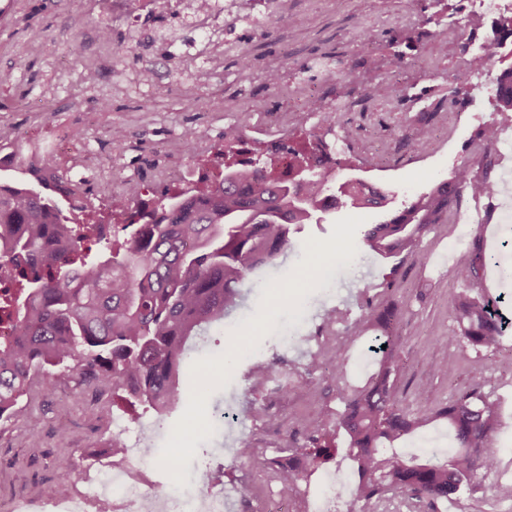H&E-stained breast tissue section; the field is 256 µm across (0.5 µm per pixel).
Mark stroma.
I'll return each instance as SVG.
<instances>
[{"instance_id":"stroma-1","label":"stroma","mask_w":512,"mask_h":512,"mask_svg":"<svg viewBox=\"0 0 512 512\" xmlns=\"http://www.w3.org/2000/svg\"><path fill=\"white\" fill-rule=\"evenodd\" d=\"M276 6L287 9L292 24L258 26L243 13L221 16L230 51L198 62L190 74L178 54L199 33L175 14L147 17L132 32L113 29L105 48L91 0H21L15 14L0 16V71L13 74L11 83L0 85V123L24 130L34 118V103L52 124L74 121L78 108L100 114V126H84L81 147L154 193L186 190L193 186L195 162L170 149L185 130L201 132L210 153L241 112L251 115L246 146L254 152L316 131L315 120L304 118L270 132L269 120L284 109L268 79L276 71L289 81L316 83L323 107L333 106L343 93L355 98L356 109L339 113L337 120L353 137L337 139V148L360 177L391 188L398 201L450 178L475 155L480 139L472 127L492 118L489 113L460 123L432 154L421 156L409 133L424 122V114L411 111L404 100L369 94L374 84L408 78L429 87L434 112L447 111L451 90L468 77L457 49L439 38L442 26L459 13V0H429L425 6L419 0H276ZM426 13L434 22H422ZM409 37L414 48L408 64L396 67L391 43ZM111 125L124 132L123 151L111 142ZM382 218L376 210L330 213L322 223L302 225L272 264L248 273L237 307L190 341L180 376L185 401L172 411L132 408L118 396L95 394L73 372L65 373L56 389L34 387L26 416L0 424V499L29 497L37 484L53 486L64 497L75 495L79 472L91 475L98 467L85 449L115 434L136 448L147 430L150 445L134 465L153 490L187 491L194 473L205 467L218 473L214 487L224 493L253 483L265 457L303 445V420L320 414L338 419L344 395L366 382L374 369L371 338L359 334L358 321L367 302L388 295L402 310L398 387L404 396L424 386L431 405L438 406L474 388L498 402L501 425L493 437L496 470L465 489L459 503L434 511L427 502L395 497L381 512H512V331L489 349L465 343L443 349L435 342L452 334V300L466 287L448 254L459 238L468 249L481 245L485 285L512 318V223L466 194L458 213L448 214L424 237L420 259L385 261L361 238L366 225ZM326 252L332 270L322 277L312 266ZM329 309L342 314L334 326L343 362L339 371L323 367L315 338ZM230 332L246 336V347L229 342ZM443 358L456 365L447 377L435 371ZM256 365L271 367V377H256ZM203 367L218 382L202 393ZM304 378L312 380L313 393L300 392ZM259 405L283 418L277 441H267L266 420L252 418L251 408ZM62 455L75 459V473L55 467ZM164 456L176 458V468L161 464Z\"/></svg>"}]
</instances>
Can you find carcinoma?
<instances>
[{
	"label": "carcinoma",
	"mask_w": 512,
	"mask_h": 512,
	"mask_svg": "<svg viewBox=\"0 0 512 512\" xmlns=\"http://www.w3.org/2000/svg\"><path fill=\"white\" fill-rule=\"evenodd\" d=\"M497 111L512 112V68L502 71ZM250 113H239L224 130L215 156L224 159V179L186 191L165 193L154 203L153 222L129 216L134 202L112 203L120 230L108 224L87 236L74 214L99 213L90 201L73 204L75 183L23 148L0 160V268L10 272L15 291L0 302L15 336L0 344V422L26 414L22 397L36 377L50 390L62 365L99 392H125L146 409L165 412L182 401L178 374L188 341L224 320L238 285L248 272L290 246L291 229L326 213L318 194L335 198V209H368L359 197V178L348 162L322 165L315 149L286 145L294 157L292 180L262 158L241 159ZM495 122L484 125L481 164H493ZM494 190L490 173L457 167L415 200L394 207L395 193L381 192L384 220L365 227L363 242L383 259L416 253L422 238L466 192ZM455 271L467 291L454 302L458 334L440 336L443 348L465 342L475 348L498 345L507 321L484 295L480 245L462 253ZM401 309L391 298L366 306L362 332L374 333L376 369L366 384L345 397L337 425L348 438L359 483L349 512H379L392 490H402L434 507L495 470L491 450L497 404L477 391L456 394L447 405L425 408L426 389L415 408L400 393ZM443 419L457 448L443 461L401 457L393 443ZM306 443L295 449L301 464L282 470L284 490H294L305 467L333 459L337 448L327 422L303 424Z\"/></svg>",
	"instance_id": "cac0c4a2"
}]
</instances>
